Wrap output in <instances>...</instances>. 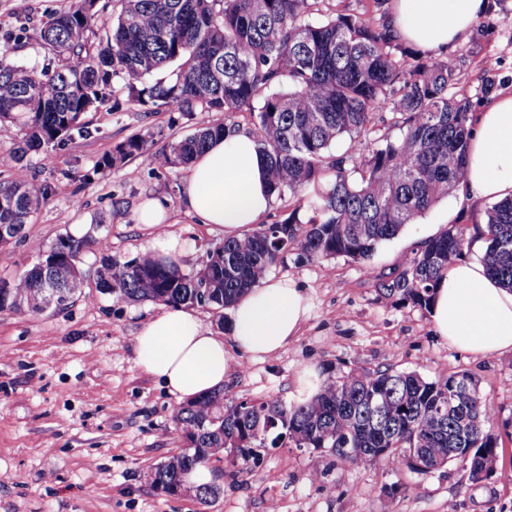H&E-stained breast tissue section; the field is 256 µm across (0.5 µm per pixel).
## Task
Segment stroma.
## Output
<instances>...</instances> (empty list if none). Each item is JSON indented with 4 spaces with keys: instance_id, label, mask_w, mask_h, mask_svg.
Here are the masks:
<instances>
[{
    "instance_id": "1",
    "label": "stroma",
    "mask_w": 512,
    "mask_h": 512,
    "mask_svg": "<svg viewBox=\"0 0 512 512\" xmlns=\"http://www.w3.org/2000/svg\"><path fill=\"white\" fill-rule=\"evenodd\" d=\"M71 0H0V29L29 27L7 62L42 66L46 50L37 33L46 17ZM451 55L461 69L454 88L473 112L492 93H512V0H492ZM212 112L182 118L176 112L103 105L87 113L92 134L66 146L30 152L25 178L51 188L21 239L0 246V276L18 278L39 262L75 220L90 215L112 255H144L150 237L135 221L147 198L169 210V231L192 242L183 273L205 264L223 233L195 223L179 203L185 168L161 169L147 158L123 169L85 178L105 151L130 135L151 130L159 143L177 140L215 120ZM486 204L452 193L396 238L382 243L370 265L375 273L401 272L422 243L448 225L464 224L472 240L468 258H482L486 243L478 226ZM93 252L80 257L84 282L69 304L41 314L0 313V512H512V482L497 476L472 483L450 464L428 475L356 465L324 449L284 443L262 451L243 471L214 474L219 495L201 504L195 495L170 497L150 473L184 448L174 416L180 401L140 365L135 338L148 317L161 310L151 301L116 300L96 286ZM292 279L310 304L306 322L272 359L243 358L224 384L225 403L278 399L293 403V382L305 368L346 371L415 370L434 379L471 373L492 403L491 428L498 438L496 468L512 471V353L487 359L448 345L433 331L427 310L380 296L359 263L342 257L306 261L285 254L271 270ZM395 486V497L385 487Z\"/></svg>"
}]
</instances>
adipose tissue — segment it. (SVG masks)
Returning a JSON list of instances; mask_svg holds the SVG:
<instances>
[{
    "mask_svg": "<svg viewBox=\"0 0 512 512\" xmlns=\"http://www.w3.org/2000/svg\"><path fill=\"white\" fill-rule=\"evenodd\" d=\"M488 0H394L389 24L395 38L423 53L447 50L484 14ZM267 161L252 137L235 132L214 140L187 166L180 202L200 224L239 238L258 224L274 202ZM470 202L512 198V95L479 112L469 142L461 190ZM136 222L150 229V256L179 260L189 249L165 228L167 213L154 199L141 202ZM308 303L290 279H263L230 307L222 337L185 306L151 317L135 338L147 373L178 399L192 402L220 390L236 371V354L276 357L298 335ZM435 333L449 345L485 358L512 353V290L503 288L478 260L451 264L430 305Z\"/></svg>",
    "mask_w": 512,
    "mask_h": 512,
    "instance_id": "ef3b65f1",
    "label": "adipose tissue"
}]
</instances>
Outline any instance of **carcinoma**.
Segmentation results:
<instances>
[{
	"label": "carcinoma",
	"mask_w": 512,
	"mask_h": 512,
	"mask_svg": "<svg viewBox=\"0 0 512 512\" xmlns=\"http://www.w3.org/2000/svg\"><path fill=\"white\" fill-rule=\"evenodd\" d=\"M106 40H92L96 0H72L52 13L39 38L48 63L26 67L0 60V126L18 128L17 168L30 151L91 134L84 115L107 98L113 77L129 102L153 111L249 112L252 135L268 159L272 191L306 203V227L288 219L226 239L192 275L147 257L122 261L104 239L60 237L50 254L17 280L0 279V312L42 313L67 305L83 280L78 258L100 254L97 285L116 299L205 307L221 312L264 279L289 250L306 260L345 257L369 266L377 246L398 236L466 179L473 132L471 104L449 90L460 82L453 58L409 62L385 22L330 10L311 19L325 0H119ZM392 115L395 137H376L375 116ZM235 131L222 120L154 148L151 132L134 134L93 164L110 171L140 156L162 167L188 164L209 143ZM352 149L332 151L341 137ZM50 194L46 185H0V245L19 237ZM488 274L512 289V199L486 211ZM470 239L450 224L412 252L405 269L376 290L395 302L429 308L448 265ZM492 405L468 372L428 380L415 371L351 369L327 376L301 403L272 399L224 404L214 392L182 406L176 428L191 446L157 467L153 485L167 490L211 464L243 469L259 451L286 439L298 448L326 449L338 459L427 475L463 457L469 476H494L497 437Z\"/></svg>",
	"instance_id": "carcinoma-1"
}]
</instances>
